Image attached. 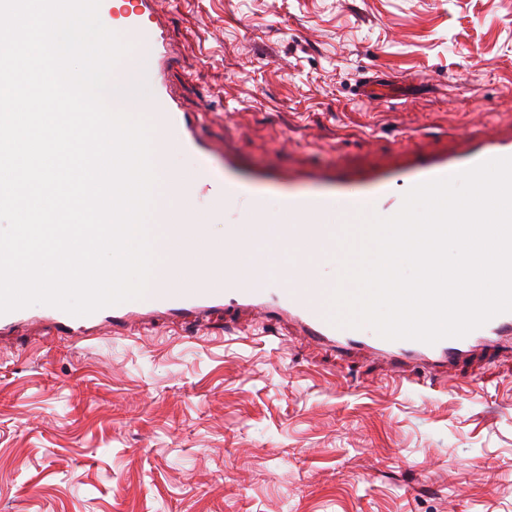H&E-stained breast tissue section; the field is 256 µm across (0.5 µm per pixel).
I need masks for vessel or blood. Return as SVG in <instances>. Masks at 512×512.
<instances>
[{"label": "vessel or blood", "instance_id": "1", "mask_svg": "<svg viewBox=\"0 0 512 512\" xmlns=\"http://www.w3.org/2000/svg\"><path fill=\"white\" fill-rule=\"evenodd\" d=\"M164 9L165 0H101L99 17L114 32L132 36L148 64L152 93L142 116L151 127L157 173L165 171L170 131H177L180 147L198 158L197 176L175 184L156 201L157 217L166 224L173 249L172 271L157 279L143 298L84 316L47 306L40 321L61 336L92 338L105 325L121 335L139 322L195 327L216 310L252 314L272 326L292 325L309 344L341 356L372 354L399 381L412 368L447 371L474 349L491 352L512 343V312L496 315L465 337L433 344L387 340L361 328L335 326L325 305L330 291L313 278L305 258H297L289 279L283 280L268 273L262 254L247 250L257 241L288 239L329 255L338 253L339 234L359 213L392 216L404 193L418 183L489 159L512 157V127L503 130L481 123L457 133L453 149L408 150L396 167L364 173L339 169L301 179L248 169L230 152L220 167H213L214 149L200 134L199 115L183 109L168 79L175 52L161 19ZM272 190L280 194L286 222H270L263 210ZM228 200L235 205L234 220L225 225L223 242H211L208 225L223 216Z\"/></svg>", "mask_w": 512, "mask_h": 512}]
</instances>
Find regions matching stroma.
Instances as JSON below:
<instances>
[{"instance_id": "1", "label": "stroma", "mask_w": 512, "mask_h": 512, "mask_svg": "<svg viewBox=\"0 0 512 512\" xmlns=\"http://www.w3.org/2000/svg\"><path fill=\"white\" fill-rule=\"evenodd\" d=\"M171 81L250 166L366 170L512 124V0H185ZM394 94L355 93L371 72ZM0 512H512V350L407 381L214 314L0 339Z\"/></svg>"}]
</instances>
